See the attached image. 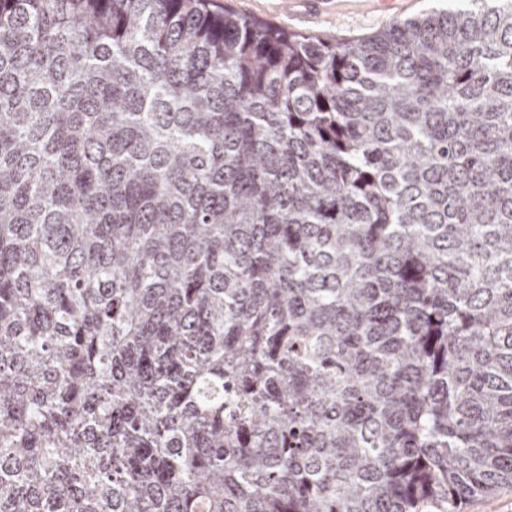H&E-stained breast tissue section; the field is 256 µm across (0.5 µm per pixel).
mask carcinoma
<instances>
[{"label": "carcinoma", "mask_w": 512, "mask_h": 512, "mask_svg": "<svg viewBox=\"0 0 512 512\" xmlns=\"http://www.w3.org/2000/svg\"><path fill=\"white\" fill-rule=\"evenodd\" d=\"M451 2L0 0V512L512 485V0ZM237 12L246 16L274 23L280 28L301 33L327 35L336 38H359L370 35L397 20L410 18L427 11L431 7L439 9L449 6V2L435 0H405L409 2L407 10L399 12L377 2V0H332L333 16L305 23L289 17L288 11L299 16L319 15L327 12L320 6L324 0H288V5L281 7V0H221ZM302 7V10H296ZM336 9L339 16L336 17Z\"/></svg>", "instance_id": "1"}]
</instances>
